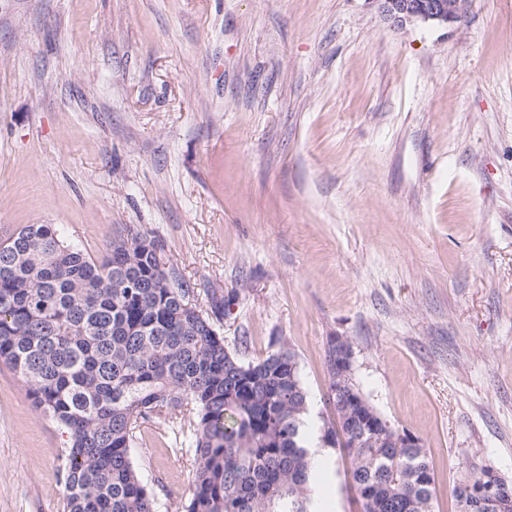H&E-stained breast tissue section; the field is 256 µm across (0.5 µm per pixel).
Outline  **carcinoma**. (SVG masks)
<instances>
[{
    "instance_id": "cac0c4a2",
    "label": "carcinoma",
    "mask_w": 512,
    "mask_h": 512,
    "mask_svg": "<svg viewBox=\"0 0 512 512\" xmlns=\"http://www.w3.org/2000/svg\"><path fill=\"white\" fill-rule=\"evenodd\" d=\"M158 251L159 240L136 233L94 259L54 224L27 225L0 245V361L71 434L61 471L68 512H160L133 448L141 427L162 418L196 462L182 512H312L308 394L295 353L282 343L241 359L216 328L238 294L197 310ZM336 354L328 343V399L353 423L343 442L333 426L322 439L351 458L364 512H431L427 449L393 445L362 421L373 406L355 380L336 394ZM490 471L471 469L457 499Z\"/></svg>"
}]
</instances>
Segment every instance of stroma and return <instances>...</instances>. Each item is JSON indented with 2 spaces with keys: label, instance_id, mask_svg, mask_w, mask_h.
Returning <instances> with one entry per match:
<instances>
[{
  "label": "stroma",
  "instance_id": "stroma-1",
  "mask_svg": "<svg viewBox=\"0 0 512 512\" xmlns=\"http://www.w3.org/2000/svg\"><path fill=\"white\" fill-rule=\"evenodd\" d=\"M56 224L102 257L161 241L257 361L286 343L315 424L326 348L420 438L432 512L469 467L512 481V0L395 23L373 0H0V244ZM69 436L0 363V512H67ZM331 512H359L328 448ZM179 512L195 463L167 421L135 445Z\"/></svg>",
  "mask_w": 512,
  "mask_h": 512
}]
</instances>
